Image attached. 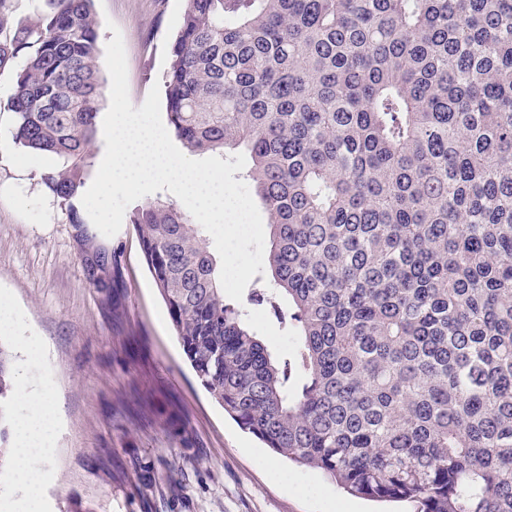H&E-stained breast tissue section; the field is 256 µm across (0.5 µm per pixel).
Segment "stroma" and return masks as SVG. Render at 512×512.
Returning <instances> with one entry per match:
<instances>
[{"mask_svg":"<svg viewBox=\"0 0 512 512\" xmlns=\"http://www.w3.org/2000/svg\"><path fill=\"white\" fill-rule=\"evenodd\" d=\"M186 7L94 0L100 44L122 35L133 107L166 74ZM11 79L0 70V343L16 382L53 386L47 512H70L76 498L93 512H405L273 458L224 413L183 354L133 224L101 240L114 259L111 290L89 283L74 228L42 181L61 158L13 140Z\"/></svg>","mask_w":512,"mask_h":512,"instance_id":"35a3bbf8","label":"stroma"}]
</instances>
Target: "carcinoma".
Instances as JSON below:
<instances>
[{
  "mask_svg": "<svg viewBox=\"0 0 512 512\" xmlns=\"http://www.w3.org/2000/svg\"><path fill=\"white\" fill-rule=\"evenodd\" d=\"M9 2L14 140L66 160L43 183L110 288L73 207L103 103L93 0L17 22ZM165 88L190 152L249 155L271 228L270 288L243 306L183 207L132 214L199 384L350 495L512 512V0H188ZM251 306L291 352L272 357ZM13 399L0 345V465ZM250 317L258 336L268 340L269 348L273 356H280V351L284 350L280 344V336H288V340L284 338L283 342L287 345L292 341L291 345L288 347V351L292 348L294 341L293 332L283 328L277 322L273 314L260 309H254L251 310Z\"/></svg>",
  "mask_w": 512,
  "mask_h": 512,
  "instance_id": "obj_1",
  "label": "carcinoma"
}]
</instances>
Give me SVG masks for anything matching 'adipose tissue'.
I'll list each match as a JSON object with an SVG mask.
<instances>
[{
    "instance_id": "adipose-tissue-1",
    "label": "adipose tissue",
    "mask_w": 512,
    "mask_h": 512,
    "mask_svg": "<svg viewBox=\"0 0 512 512\" xmlns=\"http://www.w3.org/2000/svg\"><path fill=\"white\" fill-rule=\"evenodd\" d=\"M51 387H44L37 393H23L26 413L17 424L16 448L13 463L23 495L11 502L12 512H41L42 466L51 450L52 422L46 410L51 398Z\"/></svg>"
}]
</instances>
